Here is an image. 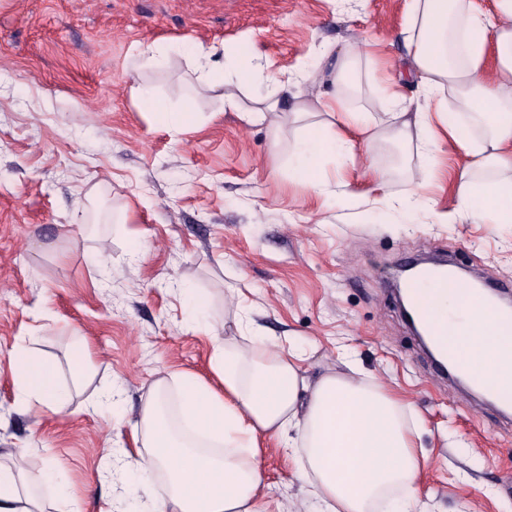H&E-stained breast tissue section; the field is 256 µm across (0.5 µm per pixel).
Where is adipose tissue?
Listing matches in <instances>:
<instances>
[{"mask_svg":"<svg viewBox=\"0 0 512 512\" xmlns=\"http://www.w3.org/2000/svg\"><path fill=\"white\" fill-rule=\"evenodd\" d=\"M502 23L490 28L473 0H410L402 34L409 57L402 76L379 70L382 112L341 106L338 97L308 104L304 87L318 71L282 78L269 62L247 68L210 66L211 50L198 46L200 80L219 89L220 111L246 123L300 124L294 175L317 192L323 157L354 159L357 146L379 140H419L435 147L451 139L471 153L460 176L459 209L478 224H512V0H491ZM414 80L434 109L414 107L399 90L400 77ZM270 82L272 94L244 106L242 88ZM453 90L457 111L443 93ZM442 333L435 346L488 386L512 390V332L499 324L484 297L459 302L437 299ZM308 351L284 348L276 339L250 335L246 343L216 345L212 369L218 384L183 373L157 380L127 426L132 447L113 449L105 468L113 477L137 472L164 475L167 492L154 512H271L264 476L255 461L259 436L281 438L297 456L301 479L313 489L317 512H374L388 499L389 512H419L420 476L427 462L417 442L412 404L369 379L329 370L309 378ZM16 401L54 412L71 393L60 384L54 362L16 345L10 355ZM48 468L30 472L0 464V512H47L39 490Z\"/></svg>","mask_w":512,"mask_h":512,"instance_id":"obj_1","label":"adipose tissue"}]
</instances>
